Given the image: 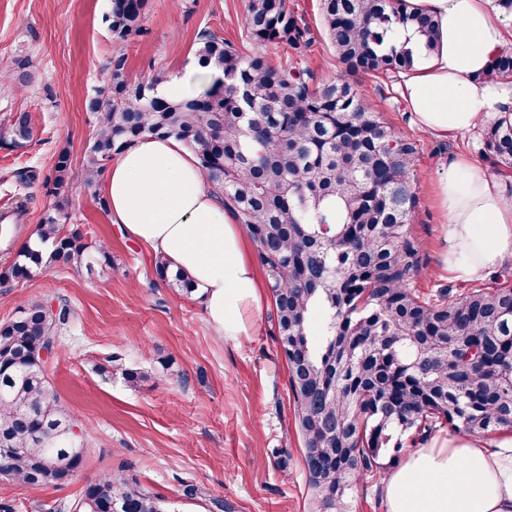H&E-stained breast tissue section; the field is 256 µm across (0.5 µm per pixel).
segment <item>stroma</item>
Returning <instances> with one entry per match:
<instances>
[{
	"label": "stroma",
	"mask_w": 512,
	"mask_h": 512,
	"mask_svg": "<svg viewBox=\"0 0 512 512\" xmlns=\"http://www.w3.org/2000/svg\"><path fill=\"white\" fill-rule=\"evenodd\" d=\"M110 0H0V72L25 70L19 91L0 90V122L9 113L31 114L28 146L0 150V212L28 203L27 228L53 204L41 179L60 150L80 169L95 117L87 109L103 89L101 72L116 55L138 81L160 73L183 74L202 32L209 31L249 55L247 0H148L144 32L113 39L103 21ZM313 41L295 52L274 43L262 53L271 65L307 67L315 82L343 71L324 35L321 0H289ZM398 75L364 79L361 90L397 134L417 142V203L412 234L420 242L423 274L416 287L434 294L469 283L443 270L447 217L435 191L436 168L453 155L470 156L512 196V171L501 172L482 154L481 129L439 138L417 128L398 91ZM37 181L20 186L19 174ZM70 225L88 248L79 267H56L26 281L0 283V323L33 298L66 302L74 312L47 368L62 404L86 429L81 470L59 485L31 489L0 481V508L11 512H74L88 481L120 472L172 502L177 512H311V495L289 393L285 360L273 336V301L264 299L251 336L219 340L203 305L184 297L154 273L155 251L127 238L101 209L100 186L72 180L63 190ZM107 244L104 262L98 244ZM147 375L133 386L98 371L109 355ZM194 486L187 496L186 486Z\"/></svg>",
	"instance_id": "stroma-1"
}]
</instances>
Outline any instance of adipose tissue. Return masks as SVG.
<instances>
[{"label":"adipose tissue","mask_w":512,"mask_h":512,"mask_svg":"<svg viewBox=\"0 0 512 512\" xmlns=\"http://www.w3.org/2000/svg\"><path fill=\"white\" fill-rule=\"evenodd\" d=\"M437 20L434 51L414 45V71L398 91L414 124L437 137L485 119L512 118V83L485 80L492 57L512 41V14L490 0H409ZM101 190L111 223L161 252L193 282L210 327L227 341L251 335L264 284L250 244L180 140L147 135L109 165ZM448 218L445 270L477 279L512 260V199L471 158L437 170ZM386 512H512V430L483 440L466 432L431 438L388 473Z\"/></svg>","instance_id":"obj_1"}]
</instances>
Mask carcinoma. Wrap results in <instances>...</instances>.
Returning a JSON list of instances; mask_svg holds the SVG:
<instances>
[{"instance_id":"1","label":"carcinoma","mask_w":512,"mask_h":512,"mask_svg":"<svg viewBox=\"0 0 512 512\" xmlns=\"http://www.w3.org/2000/svg\"><path fill=\"white\" fill-rule=\"evenodd\" d=\"M147 0H110L113 37L142 32ZM326 36L344 74L312 83L296 65L276 68L260 52L244 56L203 32L197 61L220 75L194 97L166 99L164 78L131 82L119 55L104 67L107 94L95 97V131L79 178L99 183L115 155L149 134L193 150L207 182L221 193L252 239L272 292L277 342L288 366L294 422L301 437L312 512H350V490L406 440L424 443L448 426L472 435L512 429V286H474L435 297L410 287L420 273L412 235L420 152L397 135L350 77L413 69L399 37L436 48L433 16L393 0H322ZM246 36L256 48L312 39L288 0H248ZM512 80V49L496 53L485 74ZM33 137L32 117L0 123V148ZM484 152L512 168V121L482 131ZM70 155L59 152L43 179L56 197L37 224L38 245L19 250L0 281L81 260L86 244L70 220L63 188ZM156 276L186 297L195 289L163 256ZM73 311L28 301L0 323V478L32 489L69 480L85 459L76 419L61 404L40 352L62 339ZM136 386L147 376L111 355L98 366ZM79 512H176L172 503L124 475L102 474L84 489Z\"/></svg>"}]
</instances>
